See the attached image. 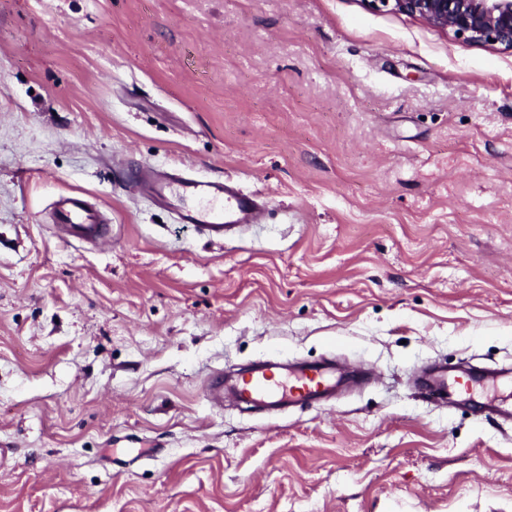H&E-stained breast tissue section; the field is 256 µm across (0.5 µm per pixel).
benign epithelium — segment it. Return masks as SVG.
<instances>
[{"label": "benign epithelium", "instance_id": "benign-epithelium-1", "mask_svg": "<svg viewBox=\"0 0 512 512\" xmlns=\"http://www.w3.org/2000/svg\"><path fill=\"white\" fill-rule=\"evenodd\" d=\"M469 43L512 51V0H378Z\"/></svg>", "mask_w": 512, "mask_h": 512}]
</instances>
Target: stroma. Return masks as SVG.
<instances>
[{
    "label": "stroma",
    "mask_w": 512,
    "mask_h": 512,
    "mask_svg": "<svg viewBox=\"0 0 512 512\" xmlns=\"http://www.w3.org/2000/svg\"><path fill=\"white\" fill-rule=\"evenodd\" d=\"M141 166L266 209L208 238ZM267 359L371 380L207 399ZM435 364L512 372V52L367 0H0V512H512V419ZM54 224L61 227L69 238L80 242L104 241L111 232L100 212L81 195L64 197L56 202ZM455 385H460L459 376L448 379L446 371H433L421 379V389L427 400H433L441 395L452 396Z\"/></svg>",
    "instance_id": "35a3bbf8"
}]
</instances>
